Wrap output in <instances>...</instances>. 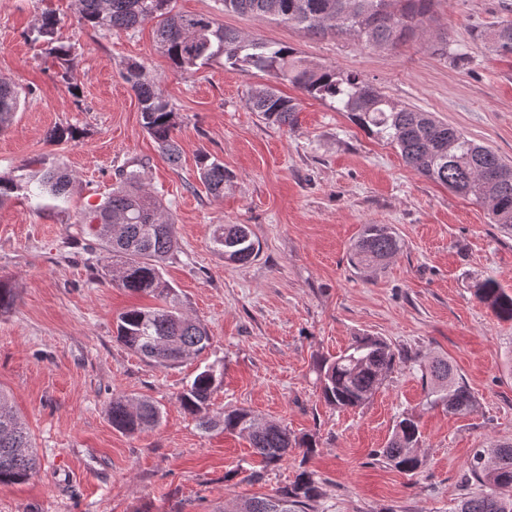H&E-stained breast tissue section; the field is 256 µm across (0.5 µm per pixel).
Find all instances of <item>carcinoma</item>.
<instances>
[{"label":"carcinoma","mask_w":512,"mask_h":512,"mask_svg":"<svg viewBox=\"0 0 512 512\" xmlns=\"http://www.w3.org/2000/svg\"><path fill=\"white\" fill-rule=\"evenodd\" d=\"M77 21L103 34L134 31L145 23L156 25L157 47L170 60L174 71L188 72L222 58L240 68H256L276 75L301 94L331 100L361 129L399 150L406 165L418 174L449 190L488 204L491 223L512 230V162L493 148L478 144L460 130L437 120L432 113L390 101L359 75L334 67L308 63L288 46L248 40L237 32L219 27L201 15L175 11L174 0H73ZM224 11L250 14L294 25L310 33L332 32L355 36L366 45L396 49L434 30L438 0H221ZM61 23L53 10L41 13L26 33L44 47L61 67L60 78L75 80L74 45L57 38ZM488 48L512 55V20L484 34ZM136 94L142 125L166 159L175 163L180 147L175 139V112L162 94L159 82L142 64L131 63L122 73ZM20 90L0 79V130L12 123L20 105ZM248 107L278 126L297 122L299 99L287 97L270 86L250 91ZM143 165L118 170L112 192L100 204L77 219L90 225L101 250L98 261L107 272H117L119 285L146 294L158 303L133 307L118 317L117 337L135 354L160 368H172L198 356L210 346L207 329L186 315L176 290L163 277V265L178 248L175 221L143 182ZM199 180L207 191L224 195L229 173L224 163L203 152L198 159ZM71 176L57 166L41 169L36 177L0 176V204L13 194L32 200L49 197L67 203ZM213 242L224 259L244 264L259 251V244L246 224H224ZM401 249L396 232L387 224H365L354 241L350 259L356 266L381 265ZM475 298L497 318L512 321V294L493 279L475 285ZM403 359L402 353L379 336H356L340 355L317 364L324 402L339 410L360 407L378 390L387 373ZM422 379L428 405L443 404L454 415H467L476 398L464 379L455 374L448 359L433 357L424 365ZM222 377L212 366L205 367L179 396L181 406L208 431L223 425L226 431L247 436L253 452L265 465L279 463L290 448L303 449L307 456L317 448L313 437L293 438L280 425L265 421L253 411L236 408L224 412L222 420L210 414L211 398ZM112 427L136 434L156 426L162 418L157 403L121 395L108 406ZM422 439L419 420L403 414L396 422L385 448L380 451L395 469L416 473L422 460L415 453ZM37 455L27 428L0 392V485L20 484L30 479ZM478 490L464 494L455 512H512V442L477 449L467 463L465 483ZM321 496L311 473L301 470L287 486L274 494L252 498L256 512H308Z\"/></svg>","instance_id":"1"}]
</instances>
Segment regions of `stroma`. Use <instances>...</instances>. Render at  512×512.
Wrapping results in <instances>:
<instances>
[{
    "mask_svg": "<svg viewBox=\"0 0 512 512\" xmlns=\"http://www.w3.org/2000/svg\"><path fill=\"white\" fill-rule=\"evenodd\" d=\"M44 5L76 48L74 85L26 37ZM175 7L357 73L394 103L433 113L512 161V56L482 40L512 18V0H440L447 47L416 39L395 51L227 13L217 0ZM130 62L158 78L175 108L178 164L165 161L141 125L121 76ZM0 79L22 88L20 110L0 133V175L32 174L45 161L73 179L69 207L22 198L0 206V281L16 294L0 313V389L38 456L28 482L0 485V512H225L274 493L302 468L321 487L310 512H454L475 449L512 441V321L473 295L488 278L512 293V232L490 223L485 206L416 174L396 148L272 73L220 60L174 72L152 25L105 36L78 24L72 0H0ZM263 85L299 97L293 128L247 107L248 91ZM58 125L76 127L77 139L50 144ZM202 151L232 175L222 197L199 180ZM134 159L175 220L179 248L164 277L211 337L200 357L174 368L155 367L117 340L119 313L148 299L88 266L91 238L75 222ZM220 224L249 225L256 257L226 261L212 243ZM365 224L391 225L401 239L383 268L349 261ZM362 334L387 339L406 358L365 405L339 410L323 401L316 365ZM430 355L447 357L469 385L474 412L426 405L419 362ZM218 362L213 415L249 409L292 436L314 437L315 453L293 448L265 469L243 436L200 430L178 397ZM115 395L158 402L160 423L134 435L113 429L107 406ZM404 412L420 416L414 475L374 455Z\"/></svg>",
    "mask_w": 512,
    "mask_h": 512,
    "instance_id": "stroma-1",
    "label": "stroma"
}]
</instances>
